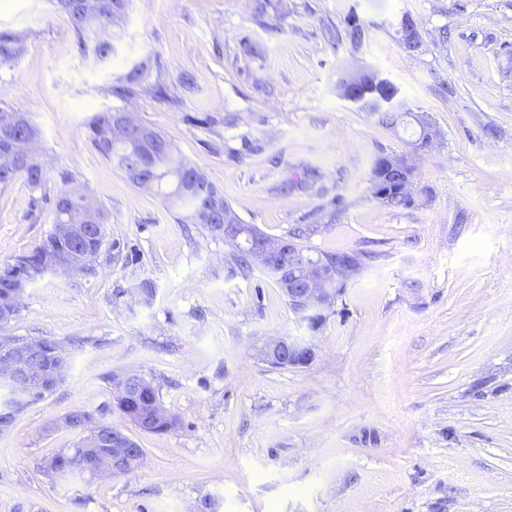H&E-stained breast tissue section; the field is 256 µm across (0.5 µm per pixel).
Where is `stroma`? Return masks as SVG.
<instances>
[{
    "mask_svg": "<svg viewBox=\"0 0 512 512\" xmlns=\"http://www.w3.org/2000/svg\"><path fill=\"white\" fill-rule=\"evenodd\" d=\"M274 2L260 22L257 0H133L96 64L49 0H0V29L25 37L0 66V102L33 121L44 168L40 188L0 192V266L51 232L61 190L108 215L93 270L46 275L0 326L69 357L0 432V512H512V0ZM405 14L413 52L395 34ZM351 21L356 45L340 36ZM143 60L167 97L113 94ZM362 70L441 133L416 158L417 207L372 196L375 159L404 152L417 127L340 97ZM106 110L162 134L266 235L374 251L312 363L261 359L304 324L270 275L230 272L222 234L182 223L100 156L88 124ZM125 373L150 381L177 425L148 433L121 412ZM77 410L135 440L142 465L51 476Z\"/></svg>",
    "mask_w": 512,
    "mask_h": 512,
    "instance_id": "obj_1",
    "label": "stroma"
}]
</instances>
